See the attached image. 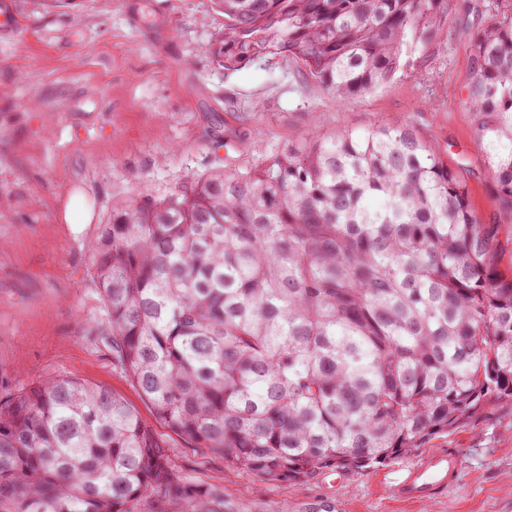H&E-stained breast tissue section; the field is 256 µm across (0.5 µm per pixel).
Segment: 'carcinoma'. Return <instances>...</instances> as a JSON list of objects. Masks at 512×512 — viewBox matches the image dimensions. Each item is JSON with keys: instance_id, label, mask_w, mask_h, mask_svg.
I'll list each match as a JSON object with an SVG mask.
<instances>
[{"instance_id": "carcinoma-1", "label": "carcinoma", "mask_w": 512, "mask_h": 512, "mask_svg": "<svg viewBox=\"0 0 512 512\" xmlns=\"http://www.w3.org/2000/svg\"><path fill=\"white\" fill-rule=\"evenodd\" d=\"M221 69L269 56L336 99L438 43L454 0H215ZM465 105L502 204L412 122L331 134L112 207L87 244L116 366L154 419L264 481L411 457L512 405V0L476 19ZM224 512L137 408L46 377L0 400V512Z\"/></svg>"}]
</instances>
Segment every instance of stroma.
Returning <instances> with one entry per match:
<instances>
[{"instance_id":"35a3bbf8","label":"stroma","mask_w":512,"mask_h":512,"mask_svg":"<svg viewBox=\"0 0 512 512\" xmlns=\"http://www.w3.org/2000/svg\"><path fill=\"white\" fill-rule=\"evenodd\" d=\"M493 0H457L440 45L390 82L336 101L271 56L215 67L224 35L212 0H12L17 29L0 33V396L59 373L148 409L112 362L108 318L86 243L113 206L161 197L201 172L247 166L313 128L331 133L411 119L464 177L483 222L500 212L477 119L464 104L472 20ZM90 209L86 224L64 210ZM195 481L223 489L232 512H512V405H499L427 451L452 449L447 492L415 504L387 486L409 459L261 480L166 433Z\"/></svg>"}]
</instances>
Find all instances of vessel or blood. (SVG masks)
<instances>
[{"label":"vessel or blood","mask_w":512,"mask_h":512,"mask_svg":"<svg viewBox=\"0 0 512 512\" xmlns=\"http://www.w3.org/2000/svg\"><path fill=\"white\" fill-rule=\"evenodd\" d=\"M459 469L460 461L455 454L431 452L402 468L393 480L391 491L405 501H424L454 484Z\"/></svg>","instance_id":"vessel-or-blood-1"}]
</instances>
